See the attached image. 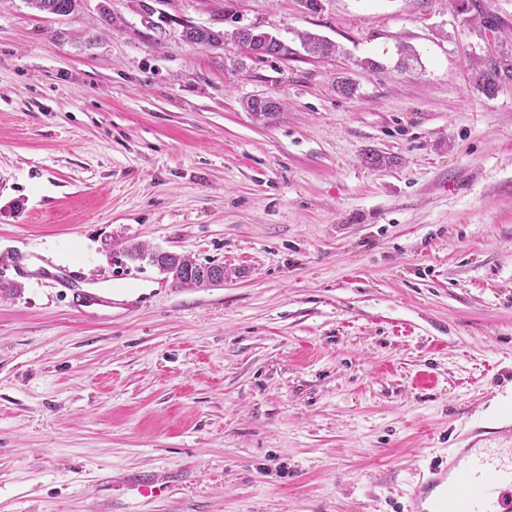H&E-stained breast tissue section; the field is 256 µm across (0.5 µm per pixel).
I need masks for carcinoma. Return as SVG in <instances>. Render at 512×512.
Segmentation results:
<instances>
[{
    "label": "carcinoma",
    "mask_w": 512,
    "mask_h": 512,
    "mask_svg": "<svg viewBox=\"0 0 512 512\" xmlns=\"http://www.w3.org/2000/svg\"><path fill=\"white\" fill-rule=\"evenodd\" d=\"M32 9L54 16H69L81 7V0H25ZM181 38L192 46L219 50L229 44L247 42L251 46V58L263 61L267 57L286 58L293 53L288 42L269 32L240 28L232 31L214 30L205 26H182ZM302 49L311 55L328 57L337 52L336 45L317 34L308 31L297 32ZM512 81V66L503 67L485 58L478 62L473 72V83L478 91L493 96L503 84ZM248 109L257 121H265L280 114L282 103L271 98H253L248 102ZM123 253L132 261L150 260L153 251L140 243H130L123 248ZM207 270L187 255L178 257V274L172 278L176 288H194L199 286L200 276Z\"/></svg>",
    "instance_id": "carcinoma-1"
}]
</instances>
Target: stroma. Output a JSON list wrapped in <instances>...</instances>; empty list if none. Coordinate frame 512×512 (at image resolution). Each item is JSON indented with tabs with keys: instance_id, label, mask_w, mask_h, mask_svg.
Listing matches in <instances>:
<instances>
[{
	"instance_id": "stroma-1",
	"label": "stroma",
	"mask_w": 512,
	"mask_h": 512,
	"mask_svg": "<svg viewBox=\"0 0 512 512\" xmlns=\"http://www.w3.org/2000/svg\"><path fill=\"white\" fill-rule=\"evenodd\" d=\"M476 1L512 30V0H159L163 37L131 0H0V512H407L512 418V82L471 83L512 39ZM183 20L342 53L255 63ZM127 241L224 283L113 289ZM35 10L54 16H69L81 7V0H25ZM296 34L302 49L308 54L328 57L336 54L337 52V48L334 43L321 38L317 34L308 31H298ZM248 109L255 120L265 121L280 114L282 103L271 98H254L248 102Z\"/></svg>"
}]
</instances>
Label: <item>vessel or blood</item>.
Returning a JSON list of instances; mask_svg holds the SVG:
<instances>
[{"label": "vessel or blood", "instance_id": "obj_1", "mask_svg": "<svg viewBox=\"0 0 512 512\" xmlns=\"http://www.w3.org/2000/svg\"><path fill=\"white\" fill-rule=\"evenodd\" d=\"M409 512H512V422L476 430L464 448L431 463Z\"/></svg>", "mask_w": 512, "mask_h": 512}]
</instances>
